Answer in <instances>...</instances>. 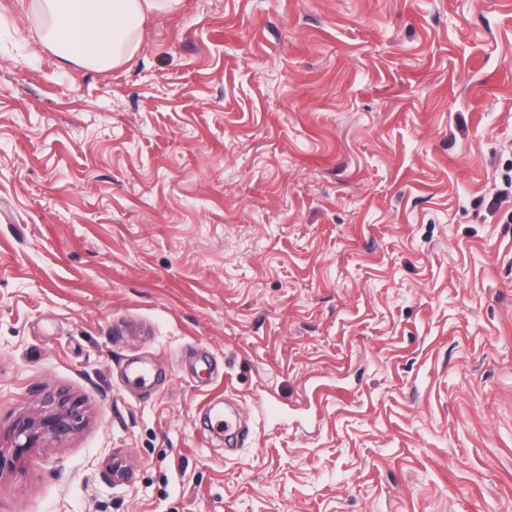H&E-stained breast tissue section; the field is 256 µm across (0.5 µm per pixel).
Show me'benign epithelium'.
I'll list each match as a JSON object with an SVG mask.
<instances>
[{
	"label": "benign epithelium",
	"mask_w": 512,
	"mask_h": 512,
	"mask_svg": "<svg viewBox=\"0 0 512 512\" xmlns=\"http://www.w3.org/2000/svg\"><path fill=\"white\" fill-rule=\"evenodd\" d=\"M83 420L79 402L67 395H48L40 409L13 425V444L9 454L0 450V476L21 464L29 451L46 442H61L75 432Z\"/></svg>",
	"instance_id": "1"
}]
</instances>
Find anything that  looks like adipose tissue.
<instances>
[{"label": "adipose tissue", "mask_w": 512, "mask_h": 512, "mask_svg": "<svg viewBox=\"0 0 512 512\" xmlns=\"http://www.w3.org/2000/svg\"><path fill=\"white\" fill-rule=\"evenodd\" d=\"M179 0H37L50 23L45 37L62 59L106 68L130 59L147 17L173 10Z\"/></svg>", "instance_id": "obj_1"}]
</instances>
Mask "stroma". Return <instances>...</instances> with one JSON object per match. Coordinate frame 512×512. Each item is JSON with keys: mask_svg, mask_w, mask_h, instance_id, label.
Wrapping results in <instances>:
<instances>
[{"mask_svg": "<svg viewBox=\"0 0 512 512\" xmlns=\"http://www.w3.org/2000/svg\"><path fill=\"white\" fill-rule=\"evenodd\" d=\"M42 36L0 0V448L84 421L0 512H512V0H181L106 69ZM80 408L79 402L67 395H48L35 414L19 418L12 429L11 452L5 455L0 449V476L21 464L32 448L68 438L83 420Z\"/></svg>", "mask_w": 512, "mask_h": 512, "instance_id": "obj_1", "label": "stroma"}]
</instances>
